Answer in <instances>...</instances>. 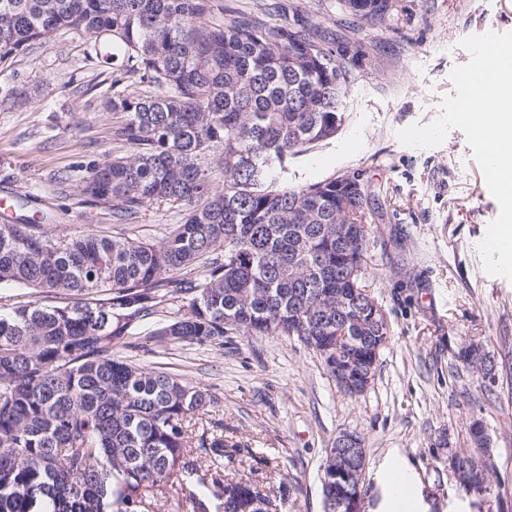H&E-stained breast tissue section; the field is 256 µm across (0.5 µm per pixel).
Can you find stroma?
<instances>
[{"instance_id":"stroma-1","label":"stroma","mask_w":512,"mask_h":512,"mask_svg":"<svg viewBox=\"0 0 512 512\" xmlns=\"http://www.w3.org/2000/svg\"><path fill=\"white\" fill-rule=\"evenodd\" d=\"M282 2L330 28L337 57L356 75L336 136L290 159L288 181L355 175L371 195L364 283L390 327L372 383L344 395L320 357L285 336L229 335L220 347L157 351L147 335L173 319L170 307L139 322L126 357L209 390L217 402L198 427L222 423L225 436L249 448L242 468L264 461L263 492L287 478L281 512H324L325 450L344 431L364 443L361 512L378 501L376 468L392 448L415 468L430 512H448L454 498L471 512H512V283L487 274L478 250L499 206L461 130L430 148L397 136L439 117L441 99L454 92L452 69L469 60L463 38L512 32V0H394L391 14L370 25L353 23L340 0ZM88 43L61 31L0 65V197L30 202L0 210V224L37 211L53 239L90 229L160 242L181 223V209L155 204L117 224L111 207L83 193L91 168L131 152L114 136L120 114L105 107L112 68L89 56ZM474 341L494 362L493 377L460 359ZM475 423L491 456L482 494L466 491L450 465L476 455Z\"/></svg>"}]
</instances>
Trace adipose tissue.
I'll return each instance as SVG.
<instances>
[{
    "label": "adipose tissue",
    "instance_id": "adipose-tissue-1",
    "mask_svg": "<svg viewBox=\"0 0 512 512\" xmlns=\"http://www.w3.org/2000/svg\"><path fill=\"white\" fill-rule=\"evenodd\" d=\"M377 482L381 494L374 512H428L416 472L397 451H390L379 466Z\"/></svg>",
    "mask_w": 512,
    "mask_h": 512
}]
</instances>
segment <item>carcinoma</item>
<instances>
[{"instance_id": "1", "label": "carcinoma", "mask_w": 512, "mask_h": 512, "mask_svg": "<svg viewBox=\"0 0 512 512\" xmlns=\"http://www.w3.org/2000/svg\"><path fill=\"white\" fill-rule=\"evenodd\" d=\"M391 0H344L355 18L380 21ZM216 0H0V63L61 30L94 40L95 53L147 85L112 80L116 136L132 147L95 166L83 192L112 205L124 224L166 203L185 212L162 242L82 231L52 239L40 224H0V284L84 297L77 305L33 302L0 311V512H146L173 478L196 477L224 498V512H280L288 493L263 494L252 478L200 473L198 459L243 452L224 431L191 428L215 403L188 379L124 360L139 322L163 306L183 314L148 339L224 344V336L294 337L330 373L336 350L376 369L387 323L355 314L363 278L342 275L336 227L350 225L366 264L369 194L347 175L288 185V158L333 138L354 81L330 40L305 20L236 16L211 21ZM219 153V172L198 157ZM357 185L353 195L336 183ZM349 340L336 347L344 317ZM463 480L483 469L452 459ZM339 486L336 448L326 449L323 500L356 491L347 460Z\"/></svg>"}]
</instances>
